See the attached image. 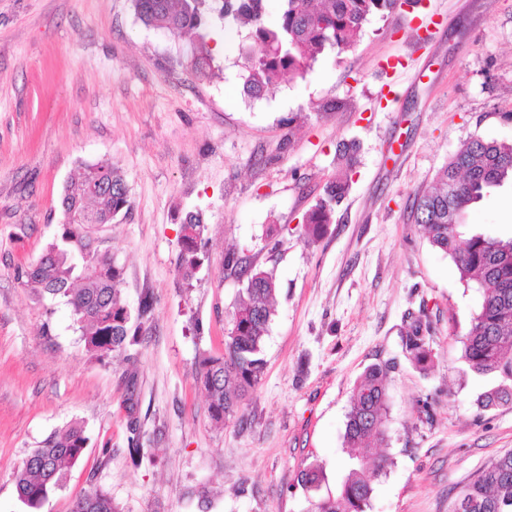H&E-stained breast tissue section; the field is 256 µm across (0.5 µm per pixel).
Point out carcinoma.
<instances>
[{"label": "carcinoma", "instance_id": "obj_1", "mask_svg": "<svg viewBox=\"0 0 512 512\" xmlns=\"http://www.w3.org/2000/svg\"><path fill=\"white\" fill-rule=\"evenodd\" d=\"M274 19L267 0H132L135 13L147 27L174 34L193 31L199 43L190 66L203 71L213 57L206 48L208 30L215 24L252 25L246 48L243 93L260 99L285 75L304 77L311 64L329 50L354 48L375 14L393 15L403 4L417 0H281ZM512 184V140L474 138L460 145L434 182L413 203L415 222L432 246L454 262L460 280L486 288L478 313L462 338L461 360L475 377L491 381L476 399L489 411L512 405V236L490 235L464 223L467 210L489 189ZM350 181H332L325 195L306 214L303 232L315 243L333 223L336 206ZM58 232L39 257L18 273L43 299L66 305L86 351L103 360L127 350L153 307L144 297L133 314L121 298L123 268L101 247L92 228L110 224L131 208L129 192L118 167L87 163L68 181L61 200ZM206 224L199 211L186 213L182 222L178 265L186 287H192L206 257ZM224 269L244 285L242 297L230 315L224 336V355H202L196 383L208 403L210 419L222 424L243 420L251 396L261 384L265 362L261 357L275 316L279 282L274 270L260 268L235 253L224 255ZM432 328L426 315L411 318L401 336L406 360L427 373L433 362ZM394 364L369 365L354 384L346 413L343 441L349 472L333 492L320 494L324 468L311 462L299 470L298 483L313 493L310 512H367L381 477L393 459L380 452L387 440L388 375ZM128 455L140 466L144 452L137 436V419L130 417ZM88 444L85 426L72 421L40 442L13 472L20 500L37 510L49 494L61 488ZM461 512H512V451L490 460L458 492ZM73 512H121L107 493L94 487L78 498Z\"/></svg>", "mask_w": 512, "mask_h": 512}]
</instances>
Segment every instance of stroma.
<instances>
[{
  "label": "stroma",
  "instance_id": "obj_1",
  "mask_svg": "<svg viewBox=\"0 0 512 512\" xmlns=\"http://www.w3.org/2000/svg\"><path fill=\"white\" fill-rule=\"evenodd\" d=\"M249 41L244 26L212 32L200 74L194 35L145 27L131 0H0V512H31L12 474L73 420L88 446L39 512H72L93 487L121 512H308L299 469L320 463L335 489L354 383L387 360L394 464L370 512H452L458 489L512 450V406L479 413L488 383L460 360L482 290L460 281L412 213L462 142L512 139V0L374 15L353 50L259 99L243 93ZM386 82L398 95L388 105ZM98 161L120 168L132 201L100 231L124 268L122 297L154 300L130 362L91 357L69 308L18 277L56 232L65 183ZM344 172L351 187L309 242L303 218ZM190 211L204 215L208 252L187 289L177 255ZM467 221L511 236L512 188ZM272 224L274 254L263 248ZM230 249L275 268L280 292L247 420L218 425L193 375L200 353H224L242 288L224 269ZM422 308L434 336L425 375L401 349ZM132 414L148 455L138 467Z\"/></svg>",
  "mask_w": 512,
  "mask_h": 512
}]
</instances>
